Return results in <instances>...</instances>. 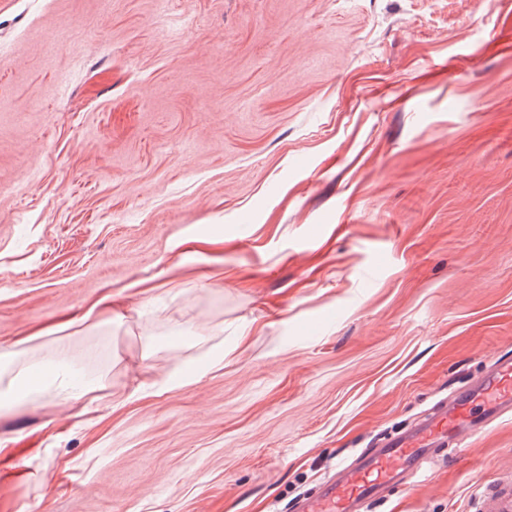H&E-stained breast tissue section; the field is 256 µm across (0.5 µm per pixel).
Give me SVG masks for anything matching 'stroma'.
I'll list each match as a JSON object with an SVG mask.
<instances>
[{"label":"stroma","mask_w":512,"mask_h":512,"mask_svg":"<svg viewBox=\"0 0 512 512\" xmlns=\"http://www.w3.org/2000/svg\"><path fill=\"white\" fill-rule=\"evenodd\" d=\"M60 344L0 512H294L512 360V0H0V347ZM511 476L505 419L373 512ZM109 316L107 320H112V315L120 316L119 313L112 309V292L106 290L102 292L84 311L76 314L61 323L56 328L42 331V335L49 336L57 331L70 328L85 329L89 326H96L102 322L105 316Z\"/></svg>","instance_id":"obj_1"}]
</instances>
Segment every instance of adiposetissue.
<instances>
[{"mask_svg":"<svg viewBox=\"0 0 512 512\" xmlns=\"http://www.w3.org/2000/svg\"><path fill=\"white\" fill-rule=\"evenodd\" d=\"M0 379L6 382L5 387L0 388V407L44 395L62 403L77 402L96 391L99 385L96 378L76 382L60 371L50 384H43L33 374L30 363L22 358L20 351L11 348H0Z\"/></svg>","mask_w":512,"mask_h":512,"instance_id":"ef3b65f1","label":"adipose tissue"}]
</instances>
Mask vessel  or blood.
<instances>
[{"label": "vessel or blood", "instance_id": "vessel-or-blood-1", "mask_svg": "<svg viewBox=\"0 0 512 512\" xmlns=\"http://www.w3.org/2000/svg\"><path fill=\"white\" fill-rule=\"evenodd\" d=\"M511 416L512 362L499 361L410 429L392 434L352 463H338V478L325 481L297 512H367L400 479L421 473L432 449L449 441L467 450L487 427ZM483 512H512V485L489 486Z\"/></svg>", "mask_w": 512, "mask_h": 512}]
</instances>
